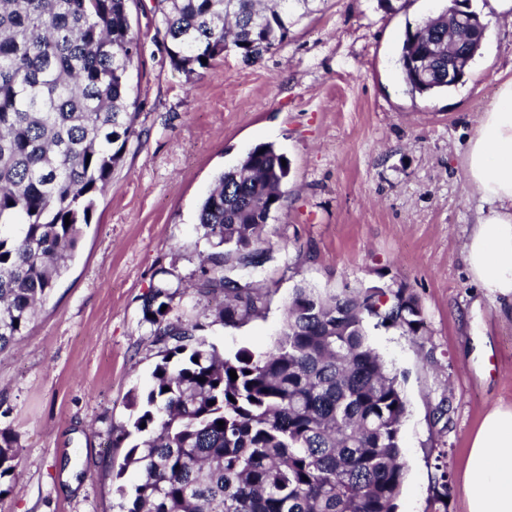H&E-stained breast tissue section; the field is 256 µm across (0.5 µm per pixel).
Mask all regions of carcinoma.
Here are the masks:
<instances>
[{
	"instance_id": "carcinoma-1",
	"label": "carcinoma",
	"mask_w": 512,
	"mask_h": 512,
	"mask_svg": "<svg viewBox=\"0 0 512 512\" xmlns=\"http://www.w3.org/2000/svg\"><path fill=\"white\" fill-rule=\"evenodd\" d=\"M134 2L0 0V354L55 287L97 193L140 137L129 88L143 50L129 23ZM310 2L157 0L154 40L189 75L230 47L254 62L287 40ZM447 10L406 31L398 64L413 96L448 90L411 65L425 37L448 35ZM282 159L271 144L255 147L200 205L198 230L213 253L195 288L225 325L265 307L240 271L264 261L263 228L289 176ZM155 275L142 311L164 350L150 389L131 398V428L113 440L129 442L116 478L136 473L116 486L120 512H395L407 400L368 326L424 335L413 292L298 286L267 350L226 357L199 337L205 324L171 317V272ZM18 465V436L1 433L0 479Z\"/></svg>"
}]
</instances>
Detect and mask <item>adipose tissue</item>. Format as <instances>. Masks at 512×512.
<instances>
[{"label":"adipose tissue","instance_id":"ef3b65f1","mask_svg":"<svg viewBox=\"0 0 512 512\" xmlns=\"http://www.w3.org/2000/svg\"><path fill=\"white\" fill-rule=\"evenodd\" d=\"M464 176L485 204L464 244L468 270L488 295L512 301L511 79L469 142ZM462 488L468 512H512V406L484 415L470 440Z\"/></svg>","mask_w":512,"mask_h":512}]
</instances>
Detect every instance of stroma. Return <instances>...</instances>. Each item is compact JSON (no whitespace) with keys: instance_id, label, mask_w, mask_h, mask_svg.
<instances>
[{"instance_id":"obj_1","label":"stroma","mask_w":512,"mask_h":512,"mask_svg":"<svg viewBox=\"0 0 512 512\" xmlns=\"http://www.w3.org/2000/svg\"><path fill=\"white\" fill-rule=\"evenodd\" d=\"M153 0L130 19L143 52L130 72L141 103L132 142L99 195L67 271L13 350L0 354V432L20 439V474L0 480V512H118L113 477L128 397L145 390L162 343L142 304L158 268L186 281L208 248L198 210L217 176L250 149L289 162L281 209L265 226L270 258L253 280L261 315L216 322L181 290L176 313L199 319L226 355L265 350L285 326L294 287L405 286L424 336L369 327L371 346L407 400L406 478L397 512H434L440 474L448 512H467L469 440L492 406L512 405V311L473 282L463 244L478 196L463 175L468 140L512 78V19L491 0H463L487 26L479 57L448 92L411 96L397 65L407 26L438 0H320L287 41L254 62L225 52L189 76L153 39ZM451 397L450 421L436 406ZM446 472H439V465Z\"/></svg>"}]
</instances>
